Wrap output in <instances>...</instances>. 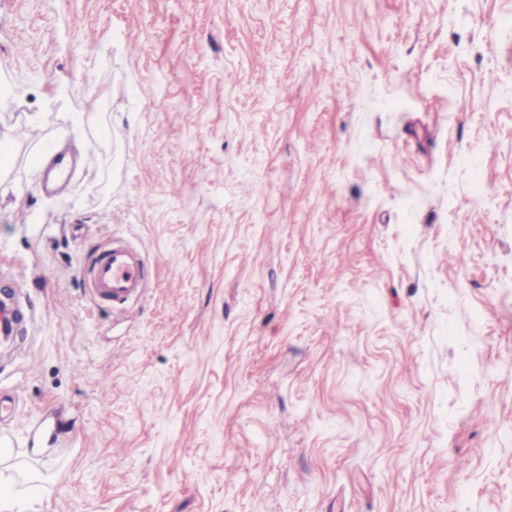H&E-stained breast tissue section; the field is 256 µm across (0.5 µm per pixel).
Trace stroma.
<instances>
[{
	"instance_id": "1",
	"label": "stroma",
	"mask_w": 512,
	"mask_h": 512,
	"mask_svg": "<svg viewBox=\"0 0 512 512\" xmlns=\"http://www.w3.org/2000/svg\"><path fill=\"white\" fill-rule=\"evenodd\" d=\"M1 138L12 512H512V0H0ZM146 261L139 247L113 242L86 275L90 294L119 305L136 301L147 288Z\"/></svg>"
}]
</instances>
